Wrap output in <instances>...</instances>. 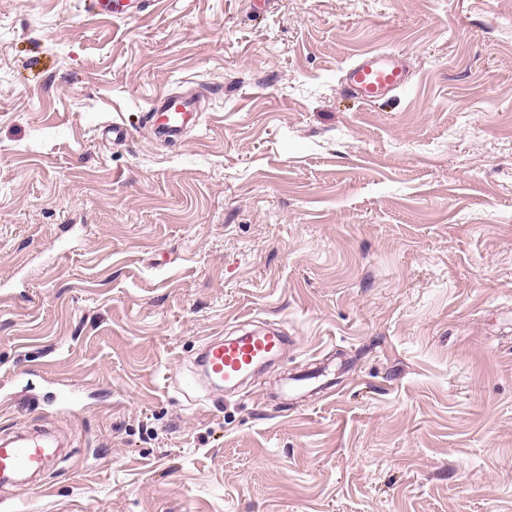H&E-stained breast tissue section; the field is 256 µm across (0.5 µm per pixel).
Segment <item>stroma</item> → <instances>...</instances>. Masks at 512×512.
<instances>
[{
    "instance_id": "stroma-1",
    "label": "stroma",
    "mask_w": 512,
    "mask_h": 512,
    "mask_svg": "<svg viewBox=\"0 0 512 512\" xmlns=\"http://www.w3.org/2000/svg\"><path fill=\"white\" fill-rule=\"evenodd\" d=\"M84 3L0 0V435L69 442L0 512H512V0ZM376 51L410 82L347 97ZM266 327L274 365L183 395ZM95 2L86 12L91 17L104 19L122 20L130 17V9L134 7L131 0H93ZM155 117V132L165 139L182 137L185 126L193 124L198 117L196 103L191 98H179L166 94L157 97L151 109ZM327 369L314 364L313 367L301 374L285 376L278 386V395L288 400L289 394H297L306 390L324 391L332 386V381L327 379Z\"/></svg>"
}]
</instances>
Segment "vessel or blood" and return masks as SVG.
I'll return each instance as SVG.
<instances>
[{
  "label": "vessel or blood",
  "mask_w": 512,
  "mask_h": 512,
  "mask_svg": "<svg viewBox=\"0 0 512 512\" xmlns=\"http://www.w3.org/2000/svg\"><path fill=\"white\" fill-rule=\"evenodd\" d=\"M150 0H94L90 16L122 20L132 9H147ZM347 92L364 101L395 94L409 82L403 60L391 53H369L359 57L346 70ZM156 133L168 140L181 138L187 124L195 122L197 107L193 99L160 95L151 109ZM286 339L280 334L250 332L207 342L198 365L208 383L217 389H237L262 366L281 355ZM326 368L310 367L307 371L283 377L278 386L280 398L306 390L324 391L331 387ZM56 453L54 439L46 433L16 435L0 440V485L26 490Z\"/></svg>",
  "instance_id": "obj_1"
}]
</instances>
